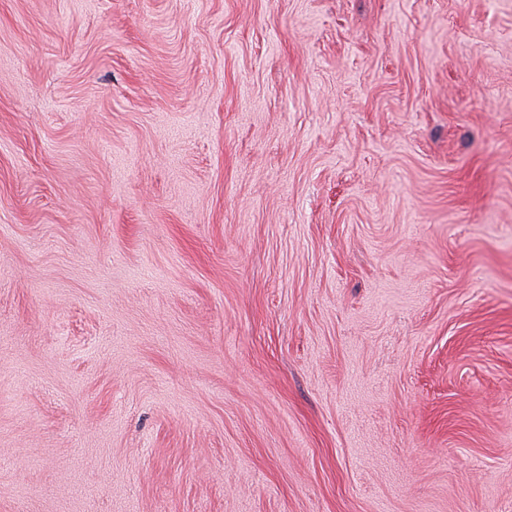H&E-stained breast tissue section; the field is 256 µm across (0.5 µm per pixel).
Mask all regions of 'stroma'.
<instances>
[{
	"instance_id": "35a3bbf8",
	"label": "stroma",
	"mask_w": 512,
	"mask_h": 512,
	"mask_svg": "<svg viewBox=\"0 0 512 512\" xmlns=\"http://www.w3.org/2000/svg\"><path fill=\"white\" fill-rule=\"evenodd\" d=\"M0 512H512V0H0Z\"/></svg>"
}]
</instances>
